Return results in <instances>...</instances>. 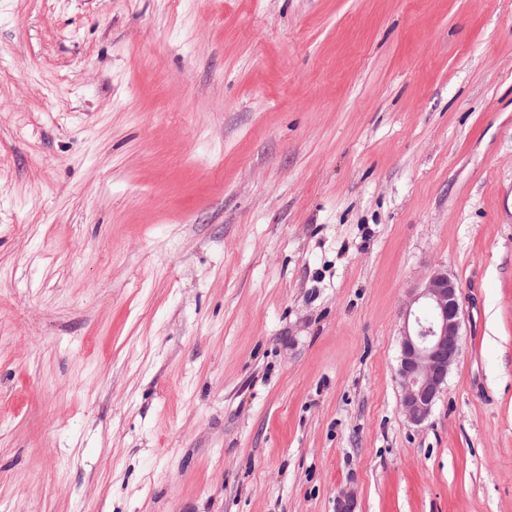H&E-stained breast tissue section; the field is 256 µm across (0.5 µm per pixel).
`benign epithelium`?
<instances>
[{"instance_id":"benign-epithelium-1","label":"benign epithelium","mask_w":512,"mask_h":512,"mask_svg":"<svg viewBox=\"0 0 512 512\" xmlns=\"http://www.w3.org/2000/svg\"><path fill=\"white\" fill-rule=\"evenodd\" d=\"M459 287L446 270L435 271L413 294L405 311L399 376L407 418L424 422L460 355Z\"/></svg>"}]
</instances>
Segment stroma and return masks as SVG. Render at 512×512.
<instances>
[{"mask_svg":"<svg viewBox=\"0 0 512 512\" xmlns=\"http://www.w3.org/2000/svg\"><path fill=\"white\" fill-rule=\"evenodd\" d=\"M349 494L512 512V0H0V512ZM413 294L405 311L399 376L407 418L424 422L460 355L459 287L447 270H436Z\"/></svg>","mask_w":512,"mask_h":512,"instance_id":"stroma-1","label":"stroma"}]
</instances>
